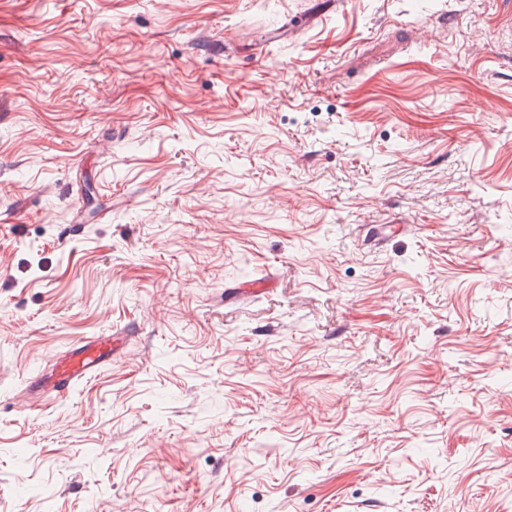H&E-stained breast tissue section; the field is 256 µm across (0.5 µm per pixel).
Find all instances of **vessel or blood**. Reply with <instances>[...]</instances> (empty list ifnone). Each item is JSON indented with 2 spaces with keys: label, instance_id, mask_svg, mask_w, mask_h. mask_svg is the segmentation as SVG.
I'll use <instances>...</instances> for the list:
<instances>
[{
  "label": "vessel or blood",
  "instance_id": "b4317fda",
  "mask_svg": "<svg viewBox=\"0 0 512 512\" xmlns=\"http://www.w3.org/2000/svg\"><path fill=\"white\" fill-rule=\"evenodd\" d=\"M112 360V339L88 337L73 343L65 354L51 360L49 371L27 387V395L39 398L70 393L78 384L94 379Z\"/></svg>",
  "mask_w": 512,
  "mask_h": 512
}]
</instances>
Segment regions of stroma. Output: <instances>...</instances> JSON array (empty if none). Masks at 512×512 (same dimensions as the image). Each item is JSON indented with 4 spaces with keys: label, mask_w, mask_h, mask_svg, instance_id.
Instances as JSON below:
<instances>
[{
    "label": "stroma",
    "mask_w": 512,
    "mask_h": 512,
    "mask_svg": "<svg viewBox=\"0 0 512 512\" xmlns=\"http://www.w3.org/2000/svg\"><path fill=\"white\" fill-rule=\"evenodd\" d=\"M317 2L0 0V512H512V0ZM112 360V336L78 340L65 354L50 362V370L27 387L30 399L54 393L63 397L78 384L94 379Z\"/></svg>",
    "instance_id": "35a3bbf8"
}]
</instances>
